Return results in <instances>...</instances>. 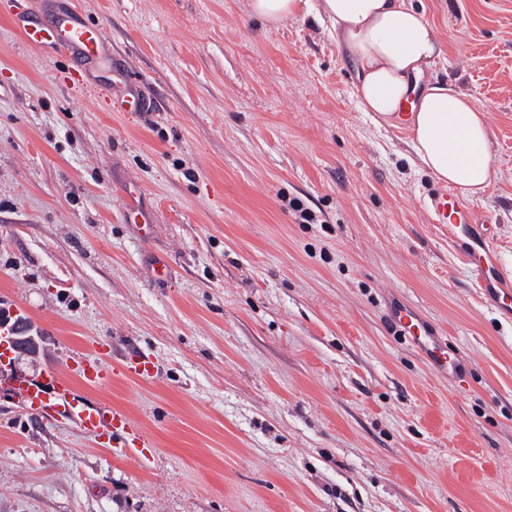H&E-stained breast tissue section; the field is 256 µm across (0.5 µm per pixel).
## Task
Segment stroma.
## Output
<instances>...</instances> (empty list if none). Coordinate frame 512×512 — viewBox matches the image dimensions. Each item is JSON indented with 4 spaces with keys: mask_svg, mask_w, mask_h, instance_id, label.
Wrapping results in <instances>:
<instances>
[{
    "mask_svg": "<svg viewBox=\"0 0 512 512\" xmlns=\"http://www.w3.org/2000/svg\"><path fill=\"white\" fill-rule=\"evenodd\" d=\"M42 2L0 0V307L43 337L16 370L98 360L81 394L150 445L113 454L0 394V512H512V318L431 223L435 178L406 126L363 111L329 25L267 24L249 0H62L142 99L111 112L110 70L80 83L14 28ZM414 2L445 47L430 77L487 114L473 204L512 278V0ZM398 296L465 381L394 336ZM133 354L152 381L123 374Z\"/></svg>",
    "mask_w": 512,
    "mask_h": 512,
    "instance_id": "stroma-1",
    "label": "stroma"
}]
</instances>
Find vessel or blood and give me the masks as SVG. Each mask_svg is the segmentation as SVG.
<instances>
[{
	"label": "vessel or blood",
	"instance_id": "vessel-or-blood-1",
	"mask_svg": "<svg viewBox=\"0 0 512 512\" xmlns=\"http://www.w3.org/2000/svg\"><path fill=\"white\" fill-rule=\"evenodd\" d=\"M15 23L25 42L40 49H56L79 60L83 69L112 64V51L103 30L87 25L78 10L57 12L47 25L20 14ZM425 209L433 223L447 230L449 242L464 256L484 300L512 317V281L499 269L487 225L472 222L471 202L454 188L439 185L429 192ZM394 321L404 342L420 349L435 370L447 375L458 373L460 359L449 355L445 340L435 335L418 309L397 306ZM100 379L97 366L89 361L73 363L65 369L51 368L33 378L14 369L9 349L0 350V393L51 420L69 421L93 437L108 438L112 447L147 446V439L125 414L105 404L89 403L75 390V382L93 387Z\"/></svg>",
	"mask_w": 512,
	"mask_h": 512
}]
</instances>
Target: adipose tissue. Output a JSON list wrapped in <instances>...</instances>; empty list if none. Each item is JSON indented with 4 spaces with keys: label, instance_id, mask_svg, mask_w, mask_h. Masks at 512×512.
Masks as SVG:
<instances>
[{
    "label": "adipose tissue",
    "instance_id": "1",
    "mask_svg": "<svg viewBox=\"0 0 512 512\" xmlns=\"http://www.w3.org/2000/svg\"><path fill=\"white\" fill-rule=\"evenodd\" d=\"M315 17L329 20L356 61L363 110L389 125L408 118L409 146L425 171L484 193L493 168L486 114L460 91L425 81L444 50L413 0H320Z\"/></svg>",
    "mask_w": 512,
    "mask_h": 512
}]
</instances>
